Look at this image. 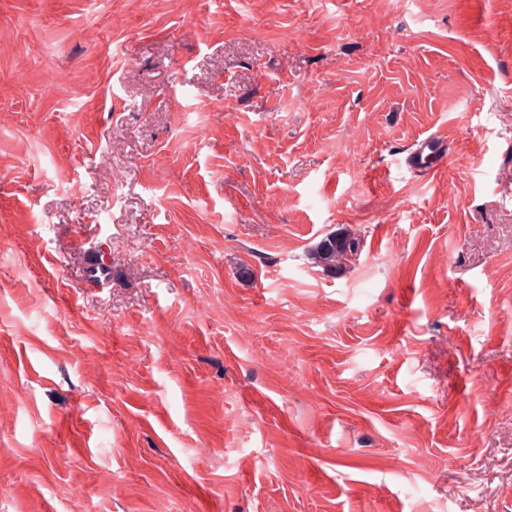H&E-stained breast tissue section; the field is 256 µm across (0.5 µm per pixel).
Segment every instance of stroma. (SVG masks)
<instances>
[{
    "label": "stroma",
    "mask_w": 512,
    "mask_h": 512,
    "mask_svg": "<svg viewBox=\"0 0 512 512\" xmlns=\"http://www.w3.org/2000/svg\"><path fill=\"white\" fill-rule=\"evenodd\" d=\"M0 512H512V0H0ZM446 144V137L442 136L441 134H432L419 142V145L416 147V149L408 155L407 163L419 172H423L427 166V158L429 155L434 154L443 148ZM426 150H428L429 153L424 156ZM434 169L435 167L430 164V166L425 169L426 174L431 175ZM360 247V239L348 231L330 234L315 246L313 259L324 270L333 273L350 255L358 253Z\"/></svg>",
    "instance_id": "stroma-1"
}]
</instances>
